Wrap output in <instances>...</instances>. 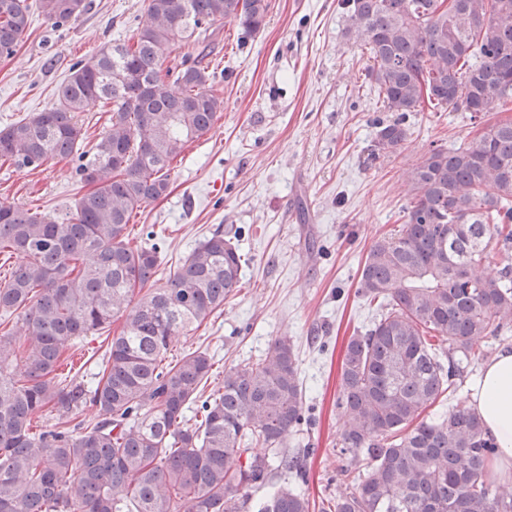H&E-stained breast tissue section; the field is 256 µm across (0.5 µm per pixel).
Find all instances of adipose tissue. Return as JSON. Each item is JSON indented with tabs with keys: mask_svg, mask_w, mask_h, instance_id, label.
<instances>
[{
	"mask_svg": "<svg viewBox=\"0 0 512 512\" xmlns=\"http://www.w3.org/2000/svg\"><path fill=\"white\" fill-rule=\"evenodd\" d=\"M466 408L481 417L485 432L499 448L494 471L512 480V349L499 351L482 367L465 395Z\"/></svg>",
	"mask_w": 512,
	"mask_h": 512,
	"instance_id": "1",
	"label": "adipose tissue"
}]
</instances>
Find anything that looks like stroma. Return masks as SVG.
<instances>
[{"label": "stroma", "mask_w": 512, "mask_h": 512, "mask_svg": "<svg viewBox=\"0 0 512 512\" xmlns=\"http://www.w3.org/2000/svg\"><path fill=\"white\" fill-rule=\"evenodd\" d=\"M27 2L30 25L14 53L0 57V128L55 106L73 65L130 40L148 6L86 0L78 18L55 26L38 0ZM350 25L342 0H269L264 28L251 35L225 23L213 37L209 81L224 110L173 163L167 195L130 223L131 244L149 226L163 236L165 276L216 228L240 230L248 259L241 290L170 348L208 347L221 369L290 339L311 424L286 441L314 450L304 468L315 502L340 487L349 463L338 448L341 363L349 337L379 313L357 293L364 257L402 224L409 168L431 147L454 150L474 136L468 113L421 112L410 116L399 152L367 162L384 109ZM75 167L72 158L34 170L0 164V204L65 220L85 192Z\"/></svg>", "instance_id": "stroma-1"}]
</instances>
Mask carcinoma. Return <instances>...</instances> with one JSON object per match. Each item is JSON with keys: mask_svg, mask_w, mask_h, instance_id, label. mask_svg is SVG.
Returning a JSON list of instances; mask_svg holds the SVG:
<instances>
[{"mask_svg": "<svg viewBox=\"0 0 512 512\" xmlns=\"http://www.w3.org/2000/svg\"><path fill=\"white\" fill-rule=\"evenodd\" d=\"M367 40L368 76L390 119L375 120L367 160L397 152L415 112H490L495 123L463 149L430 150L408 172L410 202L395 234L373 241L359 293L382 312L347 342L337 400L347 486L316 506L303 488L310 448L288 434L308 422L290 341L255 362L224 368L205 391L213 357L199 348L167 360L172 338L196 330L241 287L242 254L217 230L157 284L161 240L132 246L134 212L164 196L172 161L205 135L224 100L200 60L171 91L159 68L175 40L226 22L265 26L267 0H148L134 43L97 50L73 69L55 107L0 129V160L39 167L78 150L76 114L112 104L109 128L76 169L89 187L73 216L0 205V253L24 261L0 285V315L23 309L0 333V512H512L491 476L498 448L473 411L434 409L475 359L476 340L512 331V0H346ZM63 24L84 0H38ZM26 0H0V55L27 29ZM91 383L64 376L79 337L111 327ZM93 418L72 422L84 409ZM57 422L34 431L43 412ZM265 452L255 451V447Z\"/></svg>", "mask_w": 512, "mask_h": 512, "instance_id": "carcinoma-1", "label": "carcinoma"}]
</instances>
